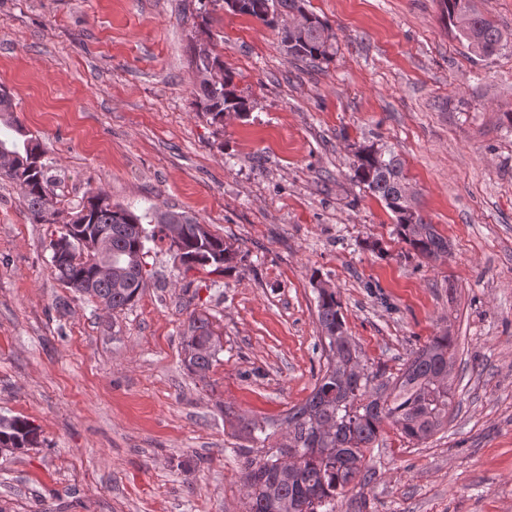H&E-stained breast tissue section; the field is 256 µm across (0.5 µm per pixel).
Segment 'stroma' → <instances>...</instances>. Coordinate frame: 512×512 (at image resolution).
I'll use <instances>...</instances> for the list:
<instances>
[{
  "label": "stroma",
  "instance_id": "stroma-1",
  "mask_svg": "<svg viewBox=\"0 0 512 512\" xmlns=\"http://www.w3.org/2000/svg\"><path fill=\"white\" fill-rule=\"evenodd\" d=\"M475 3L507 40L489 57L438 0H307L339 46L310 68L224 0H0V89L57 199L183 212L243 256L183 274L156 232L147 288L106 312L63 287L53 225L0 179V416L39 434L0 458V512H242L236 419L278 421L310 395L318 282L368 370L397 374L445 331L456 344L445 429L416 444L384 425L371 482L337 512H512V0ZM197 41L246 116L198 112ZM372 142L400 155L447 256L415 255L354 180ZM201 314L222 345L202 378L182 347Z\"/></svg>",
  "mask_w": 512,
  "mask_h": 512
}]
</instances>
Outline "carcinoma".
Returning <instances> with one entry per match:
<instances>
[{
    "label": "carcinoma",
    "mask_w": 512,
    "mask_h": 512,
    "mask_svg": "<svg viewBox=\"0 0 512 512\" xmlns=\"http://www.w3.org/2000/svg\"><path fill=\"white\" fill-rule=\"evenodd\" d=\"M237 9L277 31L290 59L301 62L329 61L336 55L331 27L315 14H306L304 0H242ZM442 17L454 26L460 39L479 56L489 57L503 46V34L482 15L473 0H440ZM197 110L215 124L224 113L244 115L250 102L237 95L224 70V61L211 51L193 47ZM0 152L14 155L0 162V178L19 186L23 202L37 224H59L50 240L51 264L58 280L91 301L122 311L133 305L148 285L144 271L153 238L142 216L112 203L101 191H89L83 204L72 211L46 206L54 196L53 180L41 161L36 138L15 115L12 99L0 93ZM353 178L384 201L394 214V233L426 261L448 253V240L426 222L406 193L405 175L398 155L390 149L378 154L372 146L354 154ZM165 236L174 230L175 249L184 272L213 267L224 273L236 268L240 252L224 238L200 235V223L184 213L165 211L152 216ZM102 236L112 250L96 255L87 241ZM112 266V277L98 276V265ZM317 292V321L327 362L306 401L288 410L277 450L263 460L245 457L240 467L243 512H336V498L347 485L368 479L364 450L377 439L384 423L395 426L410 442H421L448 424L454 397L448 388V369L455 355V340L448 333L431 337L395 376L368 373L349 336L342 304L336 292L321 284ZM184 363L189 373L205 377L218 348L211 322L193 318L183 336ZM273 424L255 418H238L239 433L254 444L265 445L276 432ZM38 432L27 419L0 416V446L22 450L37 444Z\"/></svg>",
    "instance_id": "1"
}]
</instances>
